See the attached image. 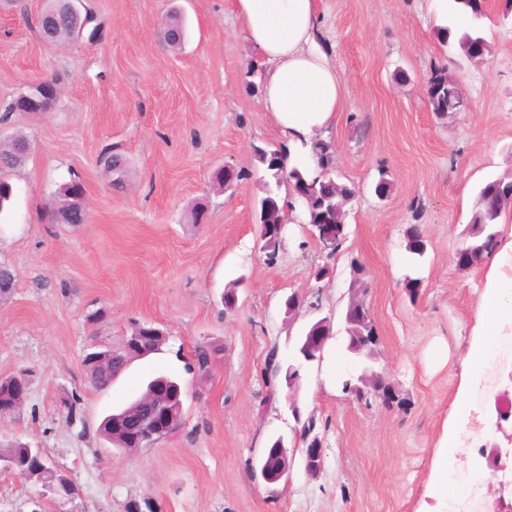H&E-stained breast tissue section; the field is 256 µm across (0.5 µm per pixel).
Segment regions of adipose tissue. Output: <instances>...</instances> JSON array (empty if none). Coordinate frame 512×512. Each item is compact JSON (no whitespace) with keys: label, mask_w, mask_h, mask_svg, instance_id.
Here are the masks:
<instances>
[{"label":"adipose tissue","mask_w":512,"mask_h":512,"mask_svg":"<svg viewBox=\"0 0 512 512\" xmlns=\"http://www.w3.org/2000/svg\"><path fill=\"white\" fill-rule=\"evenodd\" d=\"M230 12L256 50L265 69L262 107L295 148L312 149L321 131L341 109L343 84L321 32L319 0H228ZM482 289L454 400L442 425L427 500L420 512L464 508L471 477L482 475L484 459L473 422L489 424L487 382L496 364L512 363V223H501ZM463 448L474 454L467 471L454 466Z\"/></svg>","instance_id":"ef3b65f1"}]
</instances>
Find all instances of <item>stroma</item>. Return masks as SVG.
<instances>
[{"label":"stroma","mask_w":512,"mask_h":512,"mask_svg":"<svg viewBox=\"0 0 512 512\" xmlns=\"http://www.w3.org/2000/svg\"><path fill=\"white\" fill-rule=\"evenodd\" d=\"M88 3L105 38L60 47L32 26L44 0L0 9V105L51 77L60 87L52 112L11 123L32 153L10 175L14 197L0 220V265L16 280L0 299V379L25 375L28 391L0 420V442L42 449L79 489L61 508L34 480L0 471V512H125L132 499L157 512H417L484 273L459 270L454 255L479 188L512 171V17L499 20L502 0H487L479 22L489 54L457 58L466 108L445 116L432 112L425 81L452 51L423 0H320L345 85L325 137L330 169L355 196L335 253L310 236L300 211L273 257L260 239L256 152L286 143L261 110L264 69L226 0ZM176 7L189 30L179 49L163 29ZM108 149L129 161L125 192L109 184ZM226 165L242 178L221 191L214 173ZM74 177L87 222L47 223L43 203ZM200 202L203 224L193 221ZM413 224L427 241L416 268L405 236ZM319 267L328 270L320 281ZM408 276L421 281L417 296ZM357 277L377 336L369 364L401 404L342 389L361 372L340 339ZM230 288L238 303L229 310ZM291 294L301 302L294 316ZM323 317L336 334L332 357L303 368L294 386L272 378V362L291 363L298 337ZM144 322L165 331L161 351L131 362L110 390L91 388L88 346L119 345ZM201 349L210 355L203 370ZM158 372L186 391L180 430L132 452L113 448L101 420ZM73 395L71 421L63 401ZM296 408L317 421L322 468L311 476L297 464L288 484L267 485L258 466L272 439L302 454Z\"/></svg>","instance_id":"obj_1"}]
</instances>
